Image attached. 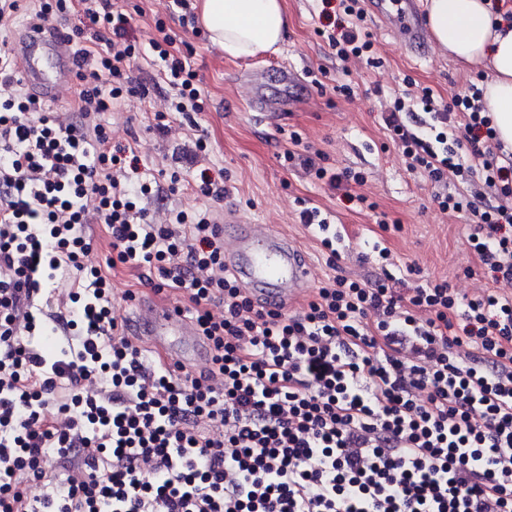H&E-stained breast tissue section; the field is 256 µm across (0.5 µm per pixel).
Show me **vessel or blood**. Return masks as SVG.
Listing matches in <instances>:
<instances>
[{"instance_id":"1","label":"vessel or blood","mask_w":512,"mask_h":512,"mask_svg":"<svg viewBox=\"0 0 512 512\" xmlns=\"http://www.w3.org/2000/svg\"><path fill=\"white\" fill-rule=\"evenodd\" d=\"M370 9L374 17L397 30L406 45L416 47L423 43L416 0H405L403 8L394 13L387 9L386 0H371ZM42 49L55 61L54 69L48 73L35 65L34 55ZM15 52L23 85L45 99H59L75 72V50L71 42L62 34L31 28L18 39ZM224 222L233 237L231 249L224 256V269L249 294L255 295L258 306L270 309L302 293L308 281L309 265L277 228L243 223L229 207L224 210ZM131 326L132 335L151 344L177 342L179 365L192 369L208 366L211 356L208 341L175 307L149 306L132 319Z\"/></svg>"}]
</instances>
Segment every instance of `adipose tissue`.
<instances>
[{"instance_id": "ef3b65f1", "label": "adipose tissue", "mask_w": 512, "mask_h": 512, "mask_svg": "<svg viewBox=\"0 0 512 512\" xmlns=\"http://www.w3.org/2000/svg\"><path fill=\"white\" fill-rule=\"evenodd\" d=\"M209 43L230 59L278 51L288 37V0H195ZM433 48L485 69L482 104L504 151L512 152V19L491 0H426Z\"/></svg>"}]
</instances>
